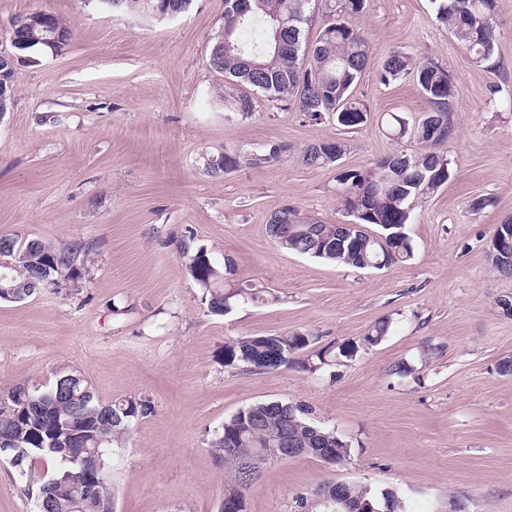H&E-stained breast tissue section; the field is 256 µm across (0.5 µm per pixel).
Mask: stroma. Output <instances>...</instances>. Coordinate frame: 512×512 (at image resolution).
Listing matches in <instances>:
<instances>
[{"mask_svg":"<svg viewBox=\"0 0 512 512\" xmlns=\"http://www.w3.org/2000/svg\"><path fill=\"white\" fill-rule=\"evenodd\" d=\"M47 10L71 29L59 53L18 66L0 115V237L88 249L71 288L0 301V396L82 375L103 403L146 401L149 414L112 446L115 512H218L227 476L211 443L225 419L265 400L304 404L312 422L351 446L336 467L311 457L266 463L246 512H319L315 490L344 481L394 487L407 512H512V278L490 270L487 246L512 216V0H496L491 65L472 57L430 0H368L359 23L375 59L391 50L432 59L455 89L451 175L414 200L406 231L412 260L382 270L287 253L266 233L284 205L340 224L335 173L305 165L301 148L341 141V163L366 167L413 139H388L383 118L415 122L427 103L413 78L382 84L376 67L355 96L360 126L313 121L255 94L254 110L224 109L234 92L206 63L224 0H194L156 20L96 0H0V49L19 15ZM499 94H492V87ZM285 141L290 153L219 176L207 160ZM489 204L475 209L476 198ZM232 256L234 279L267 288L268 303L209 313L184 251ZM390 320L386 338L360 340ZM302 333L305 356L359 342L357 353L316 370L251 372L224 364L243 336ZM412 372L396 375L399 364ZM0 512H36L27 482L0 456Z\"/></svg>","mask_w":512,"mask_h":512,"instance_id":"obj_1","label":"stroma"}]
</instances>
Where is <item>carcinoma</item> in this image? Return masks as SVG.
<instances>
[{
    "label": "carcinoma",
    "mask_w": 512,
    "mask_h": 512,
    "mask_svg": "<svg viewBox=\"0 0 512 512\" xmlns=\"http://www.w3.org/2000/svg\"><path fill=\"white\" fill-rule=\"evenodd\" d=\"M193 0H124L122 9L153 11L159 4H168L185 13ZM238 9L231 0H224V23L212 39L208 65L224 77L263 93L286 109L301 112L319 121L336 116L345 127H357L359 117L367 108L354 98V89L362 73L374 60L373 49L362 29L355 23L365 10L366 0H241ZM321 5V23L316 38L308 40L304 25L314 3ZM436 18L448 27L449 33L466 49L477 63H488L494 56L493 17L496 0H431ZM43 48L36 42L21 52L22 58L8 68L0 65V98L10 102L14 94L16 66L33 62L30 53ZM415 77L428 108L422 121L430 123L434 138L422 137L419 126L408 127L407 121L392 113L387 130L392 139L413 137L417 148L388 154L373 165L358 169L342 168L331 158L330 150L345 153L342 142L314 143L302 150V161L308 166L336 170V195L346 217L360 230L351 239L340 235L335 224L308 215L294 206H284L272 213L266 231L275 245L289 253L309 256L338 266L369 269L382 260L385 266L405 263L414 257L411 238L398 225L410 223L412 202L430 194L448 181L450 160L448 143L455 138L450 119L455 97L448 71L433 60L413 61L406 52L391 51L378 70L380 82L386 84L407 76ZM224 105L242 116L253 112L254 99L247 92L224 94ZM285 142H268L250 153L224 151L216 162L208 163V171L218 176L225 173L232 159L261 166L276 162L288 154ZM368 224H390L380 233L365 229ZM6 249H0V272L7 271L12 285H22L37 275H45L43 287L58 288L82 278L85 258L81 250L57 247L39 240L0 237ZM496 273L512 277V247L507 245L491 260ZM186 274L204 289L208 311L223 315L230 301L241 297L264 302L266 290L256 285L239 288L233 284L235 261L226 255L215 260L208 250L199 247L185 254ZM388 333V322L376 323L362 341L375 345ZM310 344V337L299 333L272 336H244L224 345V364L252 368L263 361L283 357L274 368H286ZM29 411L16 407L10 414L16 435L26 449V478L29 486L41 493L47 480L32 478V463L37 459H53L57 466L52 477L59 479L76 467L63 460V449L69 447L71 436L82 438L93 448L101 438L103 470L111 468L109 449L129 433L135 421L148 413L147 404L135 397L102 403L85 379L62 374L45 390L30 393ZM311 410L304 405L281 401H264L242 408L224 421L221 432L212 442L214 452L224 459L228 477L224 494L238 496L251 486L248 474L242 471L244 461L259 448H270L279 441L282 431L296 436L301 447L319 434L321 442L336 448V459L327 462L334 467L350 456V444L336 432L315 425L309 420ZM234 442L235 448L228 447ZM343 496L350 501L369 503L380 512H404L401 496L395 489L376 495L366 487L342 483ZM73 493H87L95 500L96 512H114V497L108 482L91 489L77 484Z\"/></svg>",
    "instance_id": "cac0c4a2"
}]
</instances>
